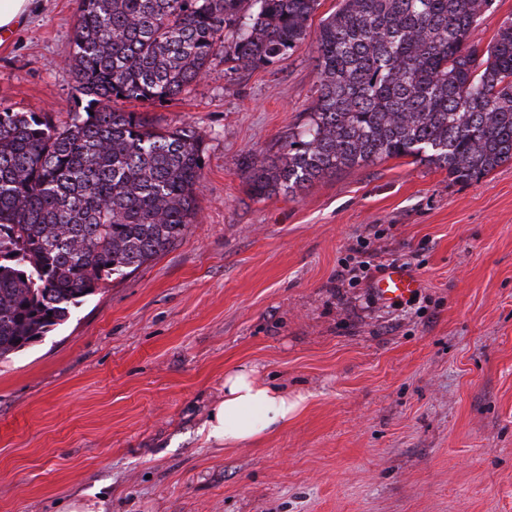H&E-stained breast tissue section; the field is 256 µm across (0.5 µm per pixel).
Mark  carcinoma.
Returning <instances> with one entry per match:
<instances>
[{"instance_id": "cac0c4a2", "label": "carcinoma", "mask_w": 512, "mask_h": 512, "mask_svg": "<svg viewBox=\"0 0 512 512\" xmlns=\"http://www.w3.org/2000/svg\"><path fill=\"white\" fill-rule=\"evenodd\" d=\"M492 0H339L320 20L318 96L276 160L251 162L257 198L384 157L478 180L512 161V18L483 47ZM318 0H79L66 66L78 108L0 105V358L69 318L112 276L180 241L198 214L201 140L120 101L162 106L224 54L271 64L309 36ZM236 29L224 44V30Z\"/></svg>"}]
</instances>
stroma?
I'll return each mask as SVG.
<instances>
[{
    "label": "stroma",
    "instance_id": "35a3bbf8",
    "mask_svg": "<svg viewBox=\"0 0 512 512\" xmlns=\"http://www.w3.org/2000/svg\"><path fill=\"white\" fill-rule=\"evenodd\" d=\"M79 0H37L0 44V104L75 105ZM313 40L256 69L214 59L153 113L194 128L204 167L182 240L0 359V512H512V162L468 183L388 158L253 197L319 87ZM417 265L413 303L341 288L357 241ZM307 394L279 432L220 447L224 372Z\"/></svg>",
    "mask_w": 512,
    "mask_h": 512
}]
</instances>
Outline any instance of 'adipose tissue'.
Segmentation results:
<instances>
[{"label":"adipose tissue","instance_id":"adipose-tissue-1","mask_svg":"<svg viewBox=\"0 0 512 512\" xmlns=\"http://www.w3.org/2000/svg\"><path fill=\"white\" fill-rule=\"evenodd\" d=\"M307 401L262 377L254 364H240L224 374V398L205 423L207 439L217 445L239 446L287 426Z\"/></svg>","mask_w":512,"mask_h":512}]
</instances>
